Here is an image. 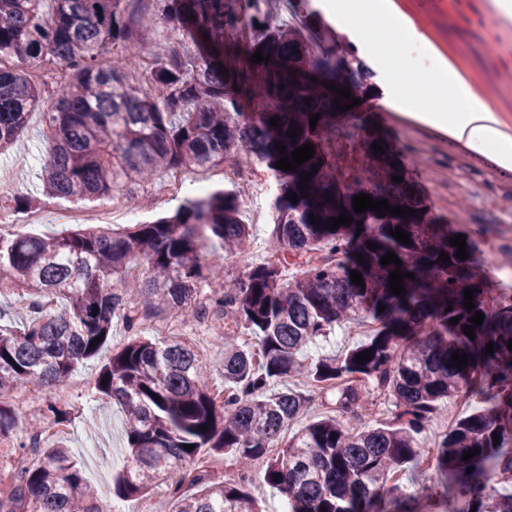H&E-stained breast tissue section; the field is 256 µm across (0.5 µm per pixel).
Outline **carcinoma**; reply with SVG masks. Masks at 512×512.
<instances>
[{
	"mask_svg": "<svg viewBox=\"0 0 512 512\" xmlns=\"http://www.w3.org/2000/svg\"><path fill=\"white\" fill-rule=\"evenodd\" d=\"M133 1L152 7L194 52L174 46L145 59L149 31L145 13L128 11ZM295 2L313 19L308 37L274 17L269 0H0V151L17 143L44 98L53 101L43 113L52 145L42 172L47 195H129L147 189L161 171L219 166L252 154L277 183V239L295 256H307L304 273L290 279L277 261L251 266L246 279L212 291L207 313L196 304L198 284L223 271L208 265L206 246L232 254L249 236L240 197L231 191H203L171 215L121 231L97 226L55 235L0 233V296H17L26 311L23 321L5 324L0 310V394L33 379L49 392L38 421L13 446L39 459L18 472H0V512H112L69 450L44 448L41 436L48 424L69 421L56 389L108 343L115 320L135 338L103 365L95 390L125 413L128 456L113 476L120 497H144L161 477L175 476L176 486L196 488L181 499L178 512H257L246 469L264 458V480L287 495L289 512H432L426 507L432 494L406 493L387 476L419 460L417 436L437 403L466 395L482 408L460 418L438 442L439 508L512 512V492L501 488L512 485V289L489 287L470 231L441 222L405 169L392 166L407 147L374 136L384 146L374 159L382 166L377 181L354 165L339 166V156L356 152V132L368 134V113L336 112L321 82L288 84L291 64L336 76L342 51L313 0ZM114 49L123 53L125 66L142 70L149 91L106 61ZM258 49L270 62L249 61ZM316 113L312 130L310 115ZM273 116L280 126H270ZM294 126L299 137L293 140L287 133ZM306 143L315 154L296 171L275 168L281 159L275 145L289 155ZM301 171L313 173L305 192ZM394 176L403 181L393 182ZM292 192L296 204L289 201ZM327 193L333 201L324 200ZM361 193L419 213L406 224L395 215L354 212L352 224L328 230L325 221ZM311 213L320 225L310 222ZM397 227L412 244L390 235ZM458 234L465 235L469 254L463 261L450 244ZM442 251L451 262L439 260ZM389 252L402 272L414 274L404 278L406 293L399 296L389 290L395 265L380 263ZM353 270L362 273L364 286L351 283ZM133 277L147 293L139 310L131 306ZM472 288L477 292L469 312L463 291ZM228 309L236 329L215 326L224 347L222 392L210 388L206 365L190 346L173 337L141 336L159 312L192 319L209 314L218 322ZM477 311L484 320L471 339L464 326ZM363 313L378 322L368 342L337 358L303 357L307 344ZM453 317L458 323L450 322ZM240 328L256 339V351L236 344ZM366 351L370 360L356 361ZM455 353L468 355L466 368H457ZM300 376L316 390L336 391V415L307 425L271 456L283 425L305 415L311 403L305 393L271 386ZM372 392L392 401L393 422L345 428L339 417L358 414ZM18 424L15 411L0 402V442ZM474 448L479 453L462 460ZM205 452L234 456L241 473L214 475L203 466Z\"/></svg>",
	"mask_w": 512,
	"mask_h": 512,
	"instance_id": "obj_1",
	"label": "carcinoma"
}]
</instances>
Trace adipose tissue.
Instances as JSON below:
<instances>
[{
	"instance_id": "adipose-tissue-1",
	"label": "adipose tissue",
	"mask_w": 512,
	"mask_h": 512,
	"mask_svg": "<svg viewBox=\"0 0 512 512\" xmlns=\"http://www.w3.org/2000/svg\"><path fill=\"white\" fill-rule=\"evenodd\" d=\"M322 10L339 24L366 12L371 15L374 25L380 28L393 27L401 16L393 0H323ZM401 36L406 49L401 57L384 45L364 38L359 41L362 55L387 84L386 105L401 112L406 111L416 104V94L420 91L435 98L454 99L457 103L454 112L429 113L427 122L438 128H447L453 136L466 134L470 149L493 157L502 166L512 165V135L504 131L501 119L491 111L474 87L450 81L448 75L453 68L439 52L430 50L428 57L418 56V49L427 47L428 41L414 26L403 27ZM408 64L420 70L422 86L416 87L396 78V67Z\"/></svg>"
}]
</instances>
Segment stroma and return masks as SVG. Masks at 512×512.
Returning <instances> with one entry per match:
<instances>
[{
	"mask_svg": "<svg viewBox=\"0 0 512 512\" xmlns=\"http://www.w3.org/2000/svg\"><path fill=\"white\" fill-rule=\"evenodd\" d=\"M458 2L460 12L472 19L471 25L461 31L464 42L478 44L487 39H495L499 42L500 56L512 57V18H501L492 0ZM373 118L398 143L408 144L423 154L422 165L410 166L409 171L418 188L428 197L433 211L447 217L457 216L460 224L475 228L479 257L491 283L497 287H512V277L501 276L496 264V256L505 243L496 227L500 224L512 225V212L502 211L498 207L500 197L512 194V179L505 178L503 167L472 151L459 152L449 148L447 130L430 126L424 121L422 110L410 114L383 106L375 109ZM43 128L42 112L33 111L20 136V147L0 154V184L8 191L7 196L0 198V210L14 213L18 222L16 231L20 234L53 235L67 231V224L58 220L60 212L74 208H98L110 203L106 197L87 201L43 197L41 168L49 156V145L43 135ZM17 196L39 199L38 223H24L23 213L15 212L13 199ZM464 201L469 202L470 207L462 212L458 206ZM242 220L251 226L242 255L225 257L221 279L208 280V287L213 288L219 284L231 287L244 276L249 265L272 257L282 261L288 276L302 272L300 259L289 256L284 248L278 247L272 223L254 222L247 209L242 212ZM481 224L493 225V232L479 233L477 227ZM373 331L372 321L366 318L338 323L326 336L309 344L305 355L311 361L341 355L367 342ZM172 334L193 346L210 369L211 384L217 388L222 387L224 353L213 335L196 334L189 321L173 329ZM129 338L124 323L114 322L107 346L94 359L80 365L71 377L77 389L67 399L70 421L65 432L44 437L45 444L59 443L70 448L76 459L84 465L88 478L100 495L105 497L111 496L112 476L123 467L127 456L124 415L120 406L96 394L94 381L100 367L111 357L113 349L126 344ZM469 411V406L463 405L457 398L439 402L427 429L419 439L421 452L418 465L400 474L404 491H413L435 477L433 448L453 423Z\"/></svg>",
	"mask_w": 512,
	"mask_h": 512,
	"instance_id": "1",
	"label": "stroma"
}]
</instances>
